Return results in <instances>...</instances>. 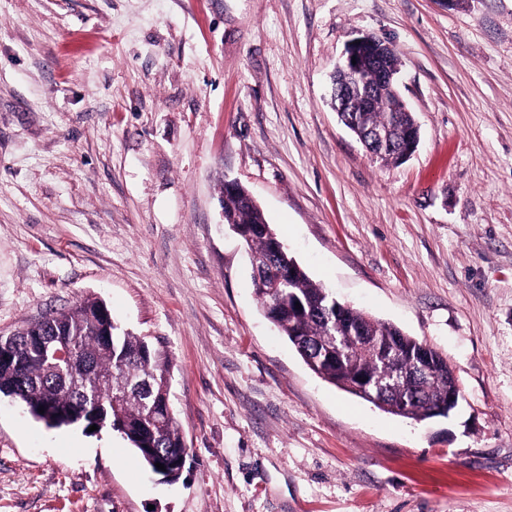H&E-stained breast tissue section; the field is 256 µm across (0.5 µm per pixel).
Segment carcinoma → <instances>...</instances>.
<instances>
[{
	"instance_id": "obj_1",
	"label": "carcinoma",
	"mask_w": 512,
	"mask_h": 512,
	"mask_svg": "<svg viewBox=\"0 0 512 512\" xmlns=\"http://www.w3.org/2000/svg\"><path fill=\"white\" fill-rule=\"evenodd\" d=\"M346 116L360 130L392 128V146L375 150L385 162L399 161L404 137L417 132L410 112H390L378 100L364 108L357 98L348 100ZM224 223L245 226L252 232L247 242L251 252L266 256L274 236L265 214L245 191L224 192ZM294 275L279 304L298 305L299 314L285 316L274 324L287 336L302 359L307 351L324 346L339 348L342 363H323L316 374L330 384L348 388L355 373L376 376L382 370L383 356L360 351L357 344L368 337L380 349L426 347L432 360L431 374L416 389H411L404 367L411 358L401 355L389 367L402 374L393 386L411 395L405 417L416 422L430 418V410L448 393V382L456 381L448 361L433 347L405 335L393 324L372 319L354 308L336 321L326 318L334 298L313 283L293 259ZM99 302L81 299L65 312L34 322L18 331L15 357L0 363V394L15 396L29 413L55 427L77 423H103L121 426L131 444L151 471L180 477V462L187 448L175 413L161 407L168 400V360L151 349L143 339L120 330L117 324L97 315ZM66 341L72 363L55 361L48 348ZM44 413H39V408ZM164 464L160 470L155 463Z\"/></svg>"
}]
</instances>
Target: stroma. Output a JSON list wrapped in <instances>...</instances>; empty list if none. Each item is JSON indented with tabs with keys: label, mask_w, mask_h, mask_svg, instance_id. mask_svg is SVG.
Wrapping results in <instances>:
<instances>
[{
	"label": "stroma",
	"mask_w": 512,
	"mask_h": 512,
	"mask_svg": "<svg viewBox=\"0 0 512 512\" xmlns=\"http://www.w3.org/2000/svg\"><path fill=\"white\" fill-rule=\"evenodd\" d=\"M365 33L420 126L400 163L330 105ZM228 180L313 282L448 359L453 417L307 367ZM90 296L169 356L185 467L0 395V512H512V0H0V336Z\"/></svg>",
	"instance_id": "35a3bbf8"
}]
</instances>
